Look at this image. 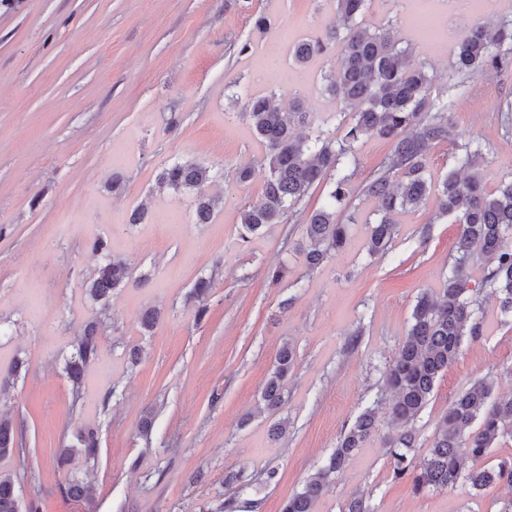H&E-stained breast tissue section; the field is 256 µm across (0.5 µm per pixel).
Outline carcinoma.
Returning <instances> with one entry per match:
<instances>
[{
    "instance_id": "carcinoma-1",
    "label": "carcinoma",
    "mask_w": 512,
    "mask_h": 512,
    "mask_svg": "<svg viewBox=\"0 0 512 512\" xmlns=\"http://www.w3.org/2000/svg\"><path fill=\"white\" fill-rule=\"evenodd\" d=\"M368 0H332L324 34L299 40L293 57L299 64L325 60L338 50L341 65L324 75L325 92L341 105L339 117L349 120L340 141L323 136L305 112L304 99L295 93L288 107L271 96L248 95L242 105L246 118L266 147L268 173L260 200L244 205L240 224L245 232L257 233L269 224H286L292 209L309 190L327 181V202L311 212L302 246L306 265L313 269L342 250L349 225L336 219V208H353L351 178L356 166V145L368 136L389 142L390 154L360 192L377 201L380 218L371 226L367 248L384 253L398 232L396 216L416 208L429 197L424 178L425 155L430 145L446 142L452 135L448 104L430 99L432 78L415 62L408 48L400 46L392 20L371 32L361 16ZM512 53V19L498 23H475L457 39L454 71L472 78L500 70ZM456 168L438 188L437 214L457 224L455 255L445 288L440 294L424 292L416 300L412 323L395 359L385 371V383L393 400L389 415L396 433L386 436L389 464L395 478H408L414 490H453L463 485L479 493L498 484L512 487V457L487 463L491 449L512 441V394L494 396V379L473 381L448 405L437 424L428 455L417 461L411 454L416 437L412 427L429 401L437 380L458 359L465 339L483 335V317L478 294L486 288L496 294L499 310L512 314V179L497 190L486 189L477 168L481 142L471 139L456 146ZM221 172L193 161H177L160 174L159 185L192 197L196 223H209L217 199L208 193ZM104 256L87 281L91 300L106 311L112 293L126 287L131 270L126 260L114 257L107 242L95 237L89 242ZM479 263L483 278L472 282L471 270ZM100 326L86 324L64 358L63 370L71 385L73 400L80 398L85 369L100 355ZM295 363V351L285 345L276 356L274 370L261 398L270 410L283 402V384ZM377 411L367 407L344 432L336 449L319 472L303 488L288 497L282 512H315V505L330 487L352 453L375 432ZM77 445L58 448L54 463L65 474L59 484L63 495L82 502L89 499V486L69 469L72 457L97 456V431L77 429ZM30 449L13 419L0 413V459L12 458L16 469L0 473V512H39L31 502L22 505L21 482L34 479L28 470ZM342 512H374L364 495L347 500Z\"/></svg>"
}]
</instances>
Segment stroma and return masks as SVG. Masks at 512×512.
Wrapping results in <instances>:
<instances>
[{
	"instance_id": "35a3bbf8",
	"label": "stroma",
	"mask_w": 512,
	"mask_h": 512,
	"mask_svg": "<svg viewBox=\"0 0 512 512\" xmlns=\"http://www.w3.org/2000/svg\"><path fill=\"white\" fill-rule=\"evenodd\" d=\"M413 2L407 12L370 0L362 20L370 29L393 22L433 74L432 99L453 105L454 139L430 146L425 177L439 183L455 165V145L477 136L484 184L497 188L512 178V68L454 91L449 37L475 15L511 14L512 0H484L480 10L470 0ZM261 15L270 22L263 33L254 27ZM327 15L323 0H0V369L26 363L0 409L27 433L35 478L20 495L40 512H215L233 494L253 512H281L381 394L418 296L441 291L457 231L435 220L432 198L399 215L381 257L366 250L377 203L363 197L344 249L307 268L297 244L308 213L325 202L320 184L289 223L241 237L239 212L262 195L266 151L239 115L240 94L289 98L303 72L305 107L328 117L325 136L337 141L346 131L339 102L321 91L328 64L302 67L291 55ZM186 159L225 172L209 188L221 199L209 223L195 222L188 196L157 186L164 167ZM246 165L255 175L237 184L232 172ZM141 206L146 221L129 224ZM96 236L127 260L133 283L112 298L100 357L75 404L62 367L99 315L84 293L100 261L89 247ZM278 263L287 273L274 285L267 271ZM202 277L211 288L200 318L191 292ZM153 306L161 317L147 332L139 317ZM287 344L296 358L284 403L260 411ZM488 374L497 394L512 393V316L492 297L483 336L465 341L413 424L416 458L427 455L449 403ZM278 421L285 432L275 439ZM79 426L100 441L94 462L75 459L89 473V506L60 494L52 459ZM386 429L382 412L316 512H341L356 493L374 512H499L511 494L503 485L475 496L464 486L415 493L392 476ZM236 472L242 481L227 483Z\"/></svg>"
}]
</instances>
